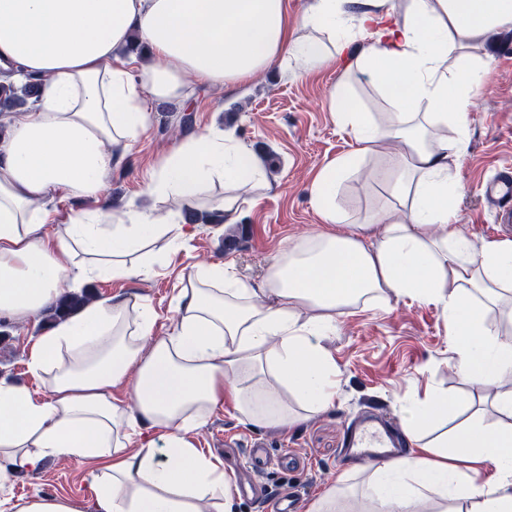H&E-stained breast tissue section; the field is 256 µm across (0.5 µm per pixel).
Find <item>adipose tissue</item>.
I'll return each instance as SVG.
<instances>
[{
    "label": "adipose tissue",
    "mask_w": 512,
    "mask_h": 512,
    "mask_svg": "<svg viewBox=\"0 0 512 512\" xmlns=\"http://www.w3.org/2000/svg\"><path fill=\"white\" fill-rule=\"evenodd\" d=\"M346 0H313L298 28L288 0H0V71L12 82L43 79L23 119L0 113V319L21 321L77 281L153 272L163 256L145 244L185 241L176 213L78 212L45 239L56 194L98 195L116 150L146 131L157 106L185 101L195 85L234 87L271 65L334 64L361 42L354 64L393 106L388 124L334 87L331 109L355 147L327 162L311 189L324 230L282 248L260 287L230 264L191 267L170 335L156 337L143 304L102 301L63 318L29 351L46 385L40 399L0 381V478L49 455L95 461L105 512H231L229 478L187 432L224 403L250 425H290L333 406L336 369L320 338L346 308L383 290L442 305L460 378L499 386V420L472 418L434 443L421 429L448 414L431 393L404 426L417 454L371 462L369 512H512V240L474 245L459 234L463 191L449 158L466 150L467 121L490 66L472 39L512 24V0H406L404 11L350 12ZM384 139L401 151L383 171L403 211L338 235L346 223L336 190ZM259 181L252 155L223 132L175 147L149 192L193 205L213 178ZM80 255L76 269L58 252ZM502 305L507 329L487 325ZM315 309L300 321L299 308ZM125 398L114 395L117 385ZM156 433L140 452L131 437ZM492 466L500 482L482 483Z\"/></svg>",
    "instance_id": "adipose-tissue-1"
}]
</instances>
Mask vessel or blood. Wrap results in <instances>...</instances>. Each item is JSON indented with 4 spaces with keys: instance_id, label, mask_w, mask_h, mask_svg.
Segmentation results:
<instances>
[{
    "instance_id": "obj_1",
    "label": "vessel or blood",
    "mask_w": 512,
    "mask_h": 512,
    "mask_svg": "<svg viewBox=\"0 0 512 512\" xmlns=\"http://www.w3.org/2000/svg\"><path fill=\"white\" fill-rule=\"evenodd\" d=\"M483 198L496 223H512V167H503L486 182ZM345 454L349 463L356 464L400 454L406 442L395 421L380 409L367 408L363 417L350 428Z\"/></svg>"
}]
</instances>
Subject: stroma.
<instances>
[{"instance_id":"35a3bbf8","label":"stroma","mask_w":512,"mask_h":512,"mask_svg":"<svg viewBox=\"0 0 512 512\" xmlns=\"http://www.w3.org/2000/svg\"><path fill=\"white\" fill-rule=\"evenodd\" d=\"M509 42L512 26L476 43L475 55L490 60L491 69L468 115L466 152L450 162L464 184L458 200V229L476 244L512 240V231L495 230L482 196L483 186L494 171L512 165V51H498L500 45ZM343 82L352 86L357 100L373 112L378 123L389 122L390 105L360 72L339 68L309 71L296 62L285 68L275 65L232 89L197 87L193 98L177 104L175 111L159 107L148 130L113 164L100 196L74 201L60 200L53 194L45 197L41 205L55 212L54 227L58 230L75 212L100 210L105 200L112 198L126 209H178L181 224L190 231L176 251L165 239L150 241L148 252L167 258L156 273L89 284L96 301L131 298L152 307L157 314L154 333L165 336L174 328L175 298L183 286L182 276L191 266L228 262L238 278L256 286L285 245L320 231L323 223L310 201L312 181L328 160L354 147L330 110L331 92ZM213 129L230 132L258 166H265L266 155L272 152L280 167L278 176L261 178L255 184L228 185L217 180L205 189L203 203L208 208L230 195L247 200L231 218L246 240L231 252L224 246L226 225L195 221L192 208L146 190L151 175L176 145ZM400 149L396 141L381 142L340 184L336 206L348 221L337 225V233H348L354 224L388 220L397 203L380 171L387 158ZM50 328V323L38 316L23 321L18 328L0 321V380L37 389L38 382L28 366L29 349ZM321 345L336 365L333 407L288 428L244 424L227 404L188 431L196 448L222 462L231 482L235 512H259L255 501L240 491L251 477L246 465L250 443L264 444L274 457L291 450L306 463L299 470L268 467L261 482L270 493H298L309 503L343 473L347 488L362 500L368 493V471L359 466L339 470L336 458L346 426L367 402H374L401 422L408 408L435 390L453 405L448 425L467 415L461 400L475 388L463 383L453 368L455 354L439 305L382 292L370 305L356 306L341 316L335 331L322 337ZM99 476L96 463L52 456L37 468L9 474L0 482V499L16 501L38 493L50 494L66 498L74 512H104L95 494Z\"/></svg>"}]
</instances>
